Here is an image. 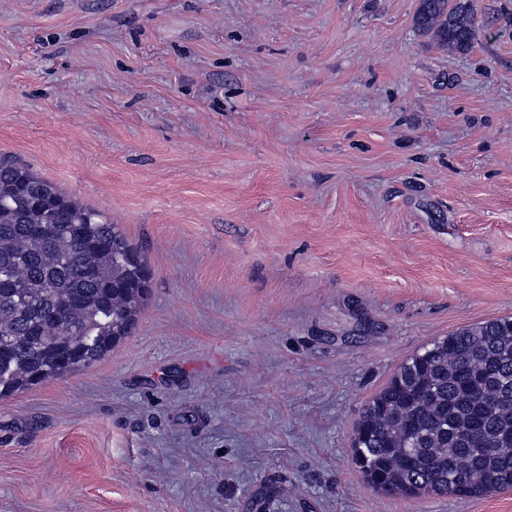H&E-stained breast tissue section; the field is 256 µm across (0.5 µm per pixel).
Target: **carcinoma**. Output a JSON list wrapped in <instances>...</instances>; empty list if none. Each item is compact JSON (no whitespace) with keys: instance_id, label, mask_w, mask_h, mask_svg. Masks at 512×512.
I'll list each match as a JSON object with an SVG mask.
<instances>
[{"instance_id":"obj_1","label":"carcinoma","mask_w":512,"mask_h":512,"mask_svg":"<svg viewBox=\"0 0 512 512\" xmlns=\"http://www.w3.org/2000/svg\"><path fill=\"white\" fill-rule=\"evenodd\" d=\"M427 44L474 38L470 0H419ZM152 268L101 212L0 159V398L86 368L132 335ZM512 318L460 328L403 363L355 426L353 461L404 497L512 488Z\"/></svg>"}]
</instances>
